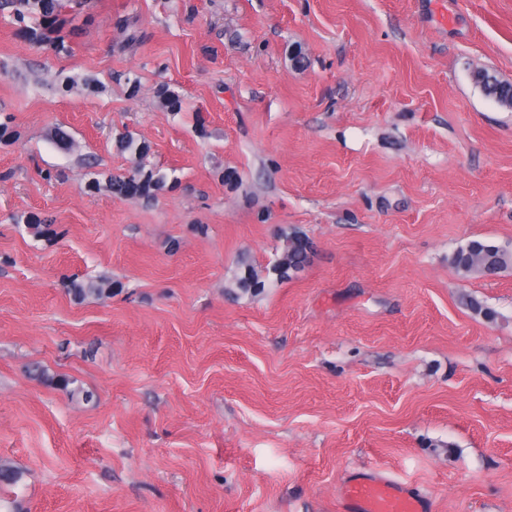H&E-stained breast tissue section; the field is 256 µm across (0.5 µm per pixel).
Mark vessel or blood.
<instances>
[{
    "label": "vessel or blood",
    "instance_id": "vessel-or-blood-1",
    "mask_svg": "<svg viewBox=\"0 0 512 512\" xmlns=\"http://www.w3.org/2000/svg\"><path fill=\"white\" fill-rule=\"evenodd\" d=\"M339 512H432L431 498L381 470L351 474L338 491Z\"/></svg>",
    "mask_w": 512,
    "mask_h": 512
}]
</instances>
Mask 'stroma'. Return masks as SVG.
<instances>
[{
	"instance_id": "35a3bbf8",
	"label": "stroma",
	"mask_w": 512,
	"mask_h": 512,
	"mask_svg": "<svg viewBox=\"0 0 512 512\" xmlns=\"http://www.w3.org/2000/svg\"><path fill=\"white\" fill-rule=\"evenodd\" d=\"M69 28L57 56L0 12V512H336L370 467L512 512V267L448 262L512 250V110L472 81L512 83V0H84ZM124 130L176 180L153 202L87 188ZM294 229L308 265L235 289ZM486 244L480 240L469 241L465 246L451 253L448 258L449 264L464 275L472 273L491 275L512 266L510 252L485 250Z\"/></svg>"
}]
</instances>
